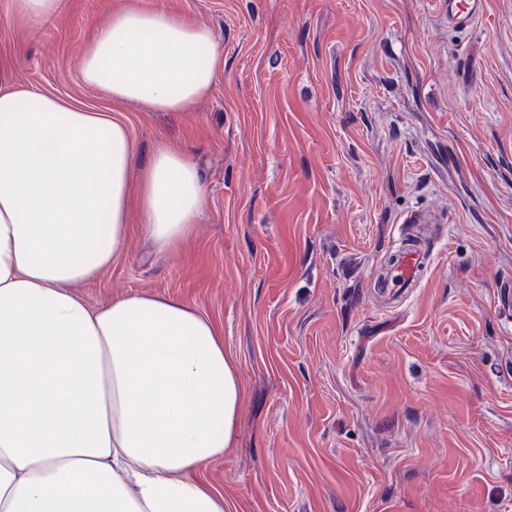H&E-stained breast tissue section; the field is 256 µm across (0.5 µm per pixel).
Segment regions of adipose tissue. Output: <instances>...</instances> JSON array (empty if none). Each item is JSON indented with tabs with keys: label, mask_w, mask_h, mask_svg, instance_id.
<instances>
[{
	"label": "adipose tissue",
	"mask_w": 512,
	"mask_h": 512,
	"mask_svg": "<svg viewBox=\"0 0 512 512\" xmlns=\"http://www.w3.org/2000/svg\"><path fill=\"white\" fill-rule=\"evenodd\" d=\"M220 60L207 27L131 9L80 72L113 101L178 112ZM206 201L186 154L161 145L139 165L123 119L0 67V512H231L199 477L232 447L244 395L220 328L179 298L93 308L74 291L118 257L130 211L173 250Z\"/></svg>",
	"instance_id": "obj_1"
}]
</instances>
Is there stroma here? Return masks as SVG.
<instances>
[{
	"instance_id": "35a3bbf8",
	"label": "stroma",
	"mask_w": 512,
	"mask_h": 512,
	"mask_svg": "<svg viewBox=\"0 0 512 512\" xmlns=\"http://www.w3.org/2000/svg\"><path fill=\"white\" fill-rule=\"evenodd\" d=\"M6 4L18 86L120 112L141 161L163 144L201 173L178 250L130 213L76 292L177 297L221 328L243 408L201 477L232 512H512V0L466 34L435 0H62L42 21ZM127 8L214 33L224 61L188 110L83 84L82 50ZM417 232L422 282L384 302L376 276Z\"/></svg>"
}]
</instances>
